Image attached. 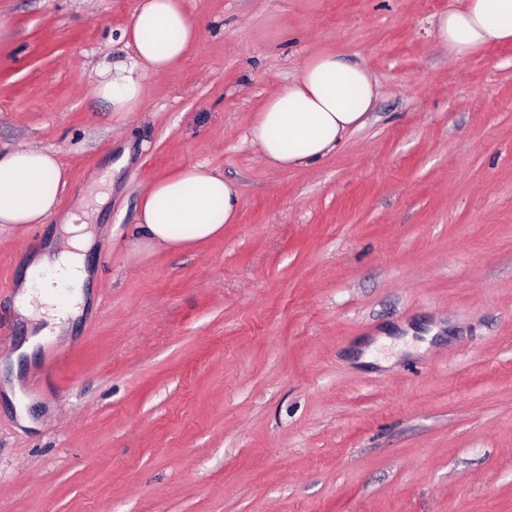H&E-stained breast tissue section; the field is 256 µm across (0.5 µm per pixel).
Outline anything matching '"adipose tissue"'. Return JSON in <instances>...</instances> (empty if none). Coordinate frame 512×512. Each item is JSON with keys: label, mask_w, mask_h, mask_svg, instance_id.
<instances>
[{"label": "adipose tissue", "mask_w": 512, "mask_h": 512, "mask_svg": "<svg viewBox=\"0 0 512 512\" xmlns=\"http://www.w3.org/2000/svg\"><path fill=\"white\" fill-rule=\"evenodd\" d=\"M438 44L465 57L494 43L512 42V0H462L434 26ZM134 48L131 66L117 67L94 86L112 111L133 112L149 76L177 65L197 44L198 30L182 0H140L122 32ZM380 95L368 68L323 50L299 75L269 95L251 121L247 138L269 166L285 169L315 163L336 149L348 132L364 125ZM66 187L57 153L20 145L0 152V225L42 224L57 218L69 235L66 249L47 242L19 284L17 306L38 335L62 336L82 313L92 271L86 260L95 240L74 213L59 210ZM240 195L223 174L192 164L143 188L138 221L127 251L161 254L216 237L235 223Z\"/></svg>", "instance_id": "adipose-tissue-1"}]
</instances>
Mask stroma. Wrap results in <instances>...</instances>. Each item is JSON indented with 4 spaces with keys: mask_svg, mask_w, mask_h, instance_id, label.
Returning <instances> with one entry per match:
<instances>
[{
    "mask_svg": "<svg viewBox=\"0 0 512 512\" xmlns=\"http://www.w3.org/2000/svg\"><path fill=\"white\" fill-rule=\"evenodd\" d=\"M138 3L0 0V151L56 150L59 208L97 232L70 340L0 390V512H512V43L448 54L458 0H184L196 50L120 116L93 87ZM323 49L381 94L321 161L270 167L249 123ZM191 164L237 222L129 256L143 187ZM53 235L0 230V360Z\"/></svg>",
    "mask_w": 512,
    "mask_h": 512,
    "instance_id": "stroma-1",
    "label": "stroma"
}]
</instances>
